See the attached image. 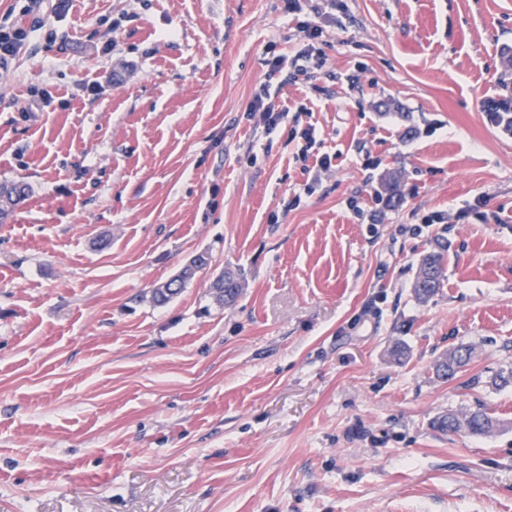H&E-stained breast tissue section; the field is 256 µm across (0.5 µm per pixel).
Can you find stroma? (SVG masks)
<instances>
[{
  "label": "stroma",
  "mask_w": 512,
  "mask_h": 512,
  "mask_svg": "<svg viewBox=\"0 0 512 512\" xmlns=\"http://www.w3.org/2000/svg\"><path fill=\"white\" fill-rule=\"evenodd\" d=\"M24 5L0 0L27 31L0 183L29 190L0 221V512H512V136L479 108L506 95L512 0ZM313 18L322 66L267 78ZM266 80L308 154L248 117ZM479 405L504 428L431 427ZM445 263L446 258L443 253H430L422 259L413 283V292L418 301H426L440 287ZM197 263H199V265ZM205 265L206 259L203 255L192 257L180 270L177 277L165 282L153 290L152 294L154 302L157 304H166L177 297L185 287V282L192 280ZM175 283H177L176 286H173ZM212 294L221 305L236 301L242 291V276L232 269H225L211 283ZM471 352L469 346H461L453 352L443 354L433 365V375L439 380L453 378L469 361Z\"/></svg>",
  "instance_id": "stroma-1"
}]
</instances>
